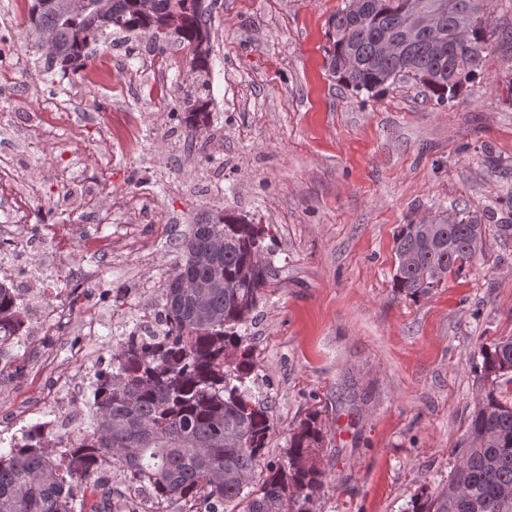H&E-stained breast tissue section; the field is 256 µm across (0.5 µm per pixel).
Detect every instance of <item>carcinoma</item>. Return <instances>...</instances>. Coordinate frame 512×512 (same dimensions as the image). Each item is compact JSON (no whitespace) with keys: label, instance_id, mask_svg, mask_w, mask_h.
I'll use <instances>...</instances> for the list:
<instances>
[{"label":"carcinoma","instance_id":"carcinoma-1","mask_svg":"<svg viewBox=\"0 0 512 512\" xmlns=\"http://www.w3.org/2000/svg\"><path fill=\"white\" fill-rule=\"evenodd\" d=\"M329 32L330 68L356 92L373 95L401 78L420 83L436 104L458 96L484 66L490 23L484 0H343ZM105 16L90 10L68 18L42 0L30 14L35 30L56 32V53L46 70L72 75L85 67L89 46L109 27L139 31L177 12V40L192 47L191 70L208 74L209 34L201 0H152L142 13L138 0H107ZM439 21L445 54L413 33L416 5ZM209 101L184 98L178 119L189 132L208 116ZM454 224L435 225L427 239L421 225L405 224L396 238L395 290L411 299L431 292L452 272L461 271L477 249L474 235L486 225L474 212L458 211ZM230 213L212 224H192L177 244L179 260L163 287L160 329L139 325L112 345L110 371L97 372L89 423L73 442L56 439L48 450L21 446L13 438L0 451V512H112V470L124 476L126 491H150L154 509L184 500L196 512H220L241 500L247 512H308L324 473L313 456L322 441L317 417L293 430L288 462L265 461L273 424L265 402L249 387L256 364L239 332L263 297L271 262L266 228L235 224ZM191 279L208 288H188ZM0 283V331L16 334L26 317ZM481 389L466 435L454 449L457 465L448 476L450 492L413 503L412 512H512L500 508L499 492L512 489V401L502 386L512 383V336L474 351Z\"/></svg>","mask_w":512,"mask_h":512}]
</instances>
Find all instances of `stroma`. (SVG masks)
Segmentation results:
<instances>
[{"label": "stroma", "mask_w": 512, "mask_h": 512, "mask_svg": "<svg viewBox=\"0 0 512 512\" xmlns=\"http://www.w3.org/2000/svg\"><path fill=\"white\" fill-rule=\"evenodd\" d=\"M32 0H0V233L25 244L0 271L28 270L66 302L53 339L60 374L88 385L114 336L152 322L177 238L222 210L267 229L272 278L241 333L286 461L314 413L324 471L310 512H411L447 492L478 398L473 351L512 336V0H486L495 32L480 75L439 105L414 81L371 96L326 64L341 0H203L210 116L195 138L176 118L195 80L171 36L109 28L76 75L44 72ZM486 226L470 264L426 296L392 286L402 225L450 208ZM58 234L48 233L47 225ZM145 244L142 257L136 243ZM0 437L50 419L20 415L41 383L11 355Z\"/></svg>", "instance_id": "stroma-1"}]
</instances>
